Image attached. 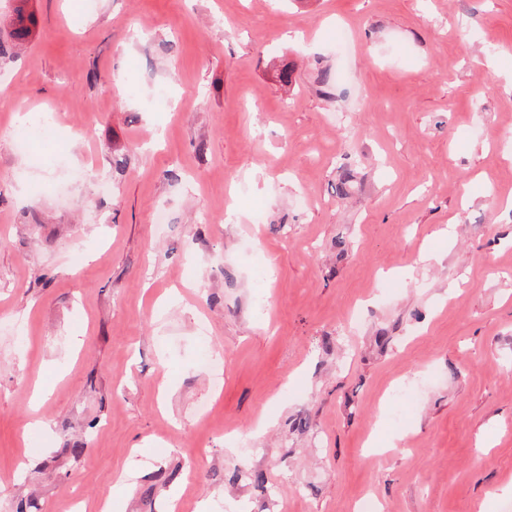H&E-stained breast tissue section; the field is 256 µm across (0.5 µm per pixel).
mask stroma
<instances>
[{
	"mask_svg": "<svg viewBox=\"0 0 512 512\" xmlns=\"http://www.w3.org/2000/svg\"><path fill=\"white\" fill-rule=\"evenodd\" d=\"M29 9L0 512H512V0Z\"/></svg>",
	"mask_w": 512,
	"mask_h": 512,
	"instance_id": "1",
	"label": "stroma"
}]
</instances>
